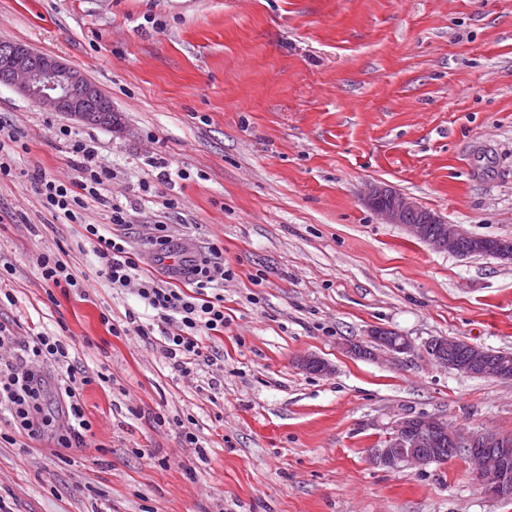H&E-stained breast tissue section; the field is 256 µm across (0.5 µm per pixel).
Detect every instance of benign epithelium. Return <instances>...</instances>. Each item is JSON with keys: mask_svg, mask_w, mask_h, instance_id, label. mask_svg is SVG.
Segmentation results:
<instances>
[{"mask_svg": "<svg viewBox=\"0 0 512 512\" xmlns=\"http://www.w3.org/2000/svg\"><path fill=\"white\" fill-rule=\"evenodd\" d=\"M0 85H8L35 106L50 112H63L88 124L112 127V102L80 71L60 59L39 54L22 43H0ZM366 203L388 224H400L415 239L448 253L463 256L462 241L469 237L460 225L447 224L438 216L422 208L412 198L384 184H373L368 189ZM439 228L431 230L430 225ZM487 256L512 262V240L500 239ZM370 341L378 342L380 349L390 353H404L412 349L406 337L392 335L386 329H374ZM435 346L433 358L448 365L444 352L457 344L453 338H436L430 341ZM424 431L432 437L448 436L457 447L448 449V459L465 456L466 462L476 470L486 495L504 498L512 493V469L500 456L476 454L474 446L493 441L502 447L508 446L506 438L484 433L459 432L451 429L445 418L437 415L404 414L390 425L387 442L370 449L376 464L393 467L397 465H425L434 459L432 450L416 447L414 434Z\"/></svg>", "mask_w": 512, "mask_h": 512, "instance_id": "benign-epithelium-1", "label": "benign epithelium"}]
</instances>
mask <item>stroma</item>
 Here are the masks:
<instances>
[{"mask_svg": "<svg viewBox=\"0 0 512 512\" xmlns=\"http://www.w3.org/2000/svg\"><path fill=\"white\" fill-rule=\"evenodd\" d=\"M1 40L64 60L114 109L112 127L81 123L0 86L18 138L0 177V324L63 337L74 365L112 377L84 391L86 447L0 444L13 512H512L464 460L369 458L408 412L512 435V380L425 350L447 336L512 351V264L432 249L365 201L386 184L512 237V0H0ZM62 127L94 140L108 200L133 204L142 269H157V221L175 255L220 248L234 276L215 365L181 378L158 347L108 333L142 303L29 186L37 167L75 178ZM156 158L173 178L146 196ZM44 254L83 289H48ZM376 327L412 350L344 351ZM310 355L331 372L303 370Z\"/></svg>", "mask_w": 512, "mask_h": 512, "instance_id": "1", "label": "stroma"}]
</instances>
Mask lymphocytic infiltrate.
Here are the masks:
<instances>
[{
  "label": "lymphocytic infiltrate",
  "instance_id": "obj_1",
  "mask_svg": "<svg viewBox=\"0 0 512 512\" xmlns=\"http://www.w3.org/2000/svg\"><path fill=\"white\" fill-rule=\"evenodd\" d=\"M66 149L77 179L64 183L37 170L31 174L30 184L55 216L83 224L81 211L86 198L101 199L109 175L97 165L93 145L72 139ZM110 222L117 228L110 236L102 234L100 225L83 224L87 237L96 241L99 273L113 287L132 291L154 311L156 319L155 324L146 325L131 311L125 326H110V333H131L143 339L159 335L163 358L183 377L196 374L200 366L214 364L215 357L203 339L223 333L227 324L224 297L216 288L231 277V270L225 269L213 252L184 258L170 273L187 281L188 289L169 287L166 281L140 270L135 252L121 233L130 223L128 209L113 204ZM50 362L57 367L52 379L44 373L45 364ZM109 380V375L92 377L75 368L67 345L57 337L42 332L21 337L0 326V412L7 414V423L18 436L38 441L48 435L58 447H84L92 425L85 416L83 391L92 382ZM51 389L60 403L54 417L42 413L46 393Z\"/></svg>",
  "mask_w": 512,
  "mask_h": 512
}]
</instances>
